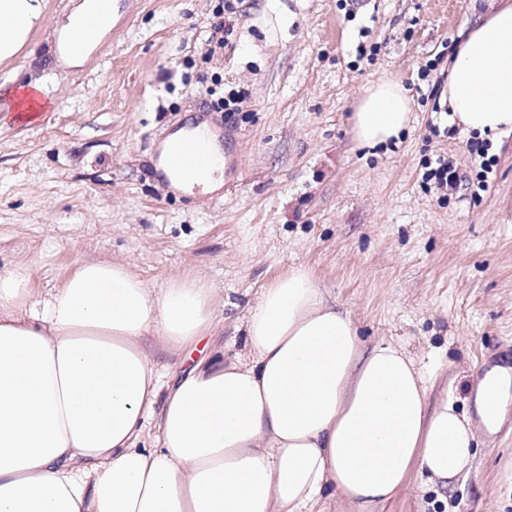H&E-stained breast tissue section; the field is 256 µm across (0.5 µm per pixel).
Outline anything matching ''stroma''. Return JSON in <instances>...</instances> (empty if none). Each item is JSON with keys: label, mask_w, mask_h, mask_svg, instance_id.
Here are the masks:
<instances>
[{"label": "stroma", "mask_w": 512, "mask_h": 512, "mask_svg": "<svg viewBox=\"0 0 512 512\" xmlns=\"http://www.w3.org/2000/svg\"><path fill=\"white\" fill-rule=\"evenodd\" d=\"M112 31L78 69L63 65L55 25L70 0H45L29 44L0 64L41 80L46 108L17 123L0 108V268L23 264L36 298L82 262L129 264L151 287L198 275L218 290L213 335L162 373L212 348L243 351L259 292L297 263L348 313L361 340L401 344L432 373L433 398L459 411L487 364L512 359V131L476 134L423 98L420 72L448 76L472 0H229L223 49L207 56L220 0H123ZM243 90L239 111L211 112L224 132V185L207 195L163 184L157 147L206 99L199 72ZM412 93V121L362 147L351 116L372 82ZM445 157L462 182L423 184ZM374 512H512V407L478 438L469 473L448 491L412 471Z\"/></svg>", "instance_id": "stroma-1"}]
</instances>
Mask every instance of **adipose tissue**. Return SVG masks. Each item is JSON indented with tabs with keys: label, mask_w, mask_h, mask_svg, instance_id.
I'll return each instance as SVG.
<instances>
[{
	"label": "adipose tissue",
	"mask_w": 512,
	"mask_h": 512,
	"mask_svg": "<svg viewBox=\"0 0 512 512\" xmlns=\"http://www.w3.org/2000/svg\"><path fill=\"white\" fill-rule=\"evenodd\" d=\"M44 0H0V63L29 43ZM115 5L72 0L58 54L81 67ZM451 124L512 130V0L491 9L452 57L441 94ZM412 99L376 80L351 117L358 144L399 138ZM216 288L175 277L151 288L128 264L78 266L33 300L26 267L0 269V512H311L340 494L358 512L393 497L412 470L448 487L512 402V367L478 380L474 415L432 402L402 346H365L348 313L302 265L249 308L246 356L223 351L164 381L150 345L180 352L215 328ZM159 412L156 445L144 419Z\"/></svg>",
	"instance_id": "ef3b65f1"
}]
</instances>
